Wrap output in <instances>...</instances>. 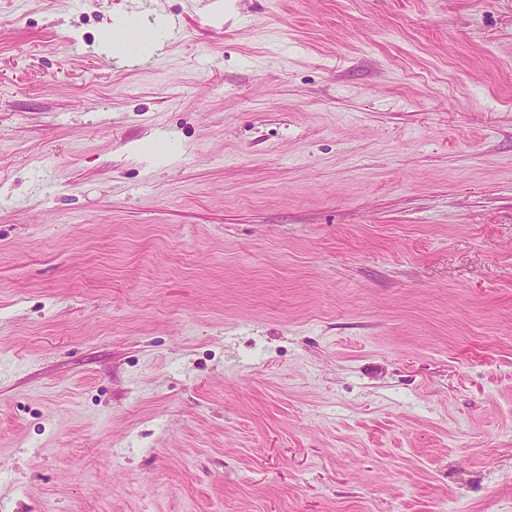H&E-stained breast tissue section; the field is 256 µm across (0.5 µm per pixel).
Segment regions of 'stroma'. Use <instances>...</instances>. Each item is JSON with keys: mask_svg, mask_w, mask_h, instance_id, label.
I'll list each match as a JSON object with an SVG mask.
<instances>
[{"mask_svg": "<svg viewBox=\"0 0 512 512\" xmlns=\"http://www.w3.org/2000/svg\"><path fill=\"white\" fill-rule=\"evenodd\" d=\"M212 2L0 0V512H512V0ZM134 14L122 13L113 18L112 22V37H113V51L112 53L117 56H123L121 53L120 47L126 41L127 32L139 28L140 31L144 34V36L148 39H151L149 43H157L160 38V30L164 27V23L162 22L160 28H154L151 32L145 31L141 26L131 25V21L134 18ZM160 29V30H158ZM115 30V33H114Z\"/></svg>", "mask_w": 512, "mask_h": 512, "instance_id": "stroma-1", "label": "stroma"}]
</instances>
